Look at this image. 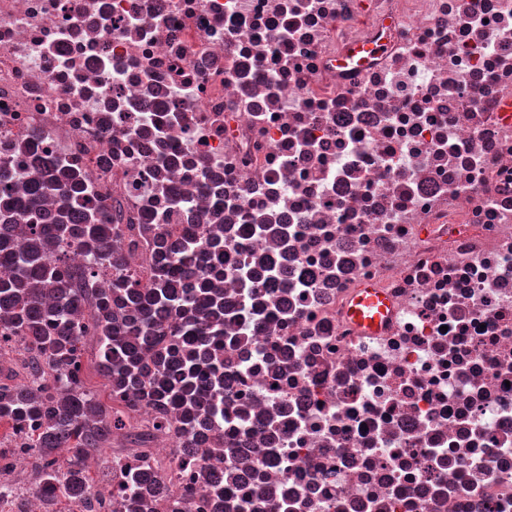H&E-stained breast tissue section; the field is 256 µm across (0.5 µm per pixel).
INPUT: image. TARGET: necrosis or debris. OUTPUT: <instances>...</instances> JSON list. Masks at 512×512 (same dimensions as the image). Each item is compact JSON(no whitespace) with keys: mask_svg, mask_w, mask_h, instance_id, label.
Wrapping results in <instances>:
<instances>
[{"mask_svg":"<svg viewBox=\"0 0 512 512\" xmlns=\"http://www.w3.org/2000/svg\"><path fill=\"white\" fill-rule=\"evenodd\" d=\"M374 48L346 63L350 44ZM512 0H0V168L79 182L114 261L46 259L94 300L195 243L224 312L181 403L135 405L77 512H512ZM379 289L373 334L347 307ZM196 423L182 430L186 413ZM37 414L0 434V512H50Z\"/></svg>","mask_w":512,"mask_h":512,"instance_id":"4bbe7bcc","label":"necrosis or debris"}]
</instances>
